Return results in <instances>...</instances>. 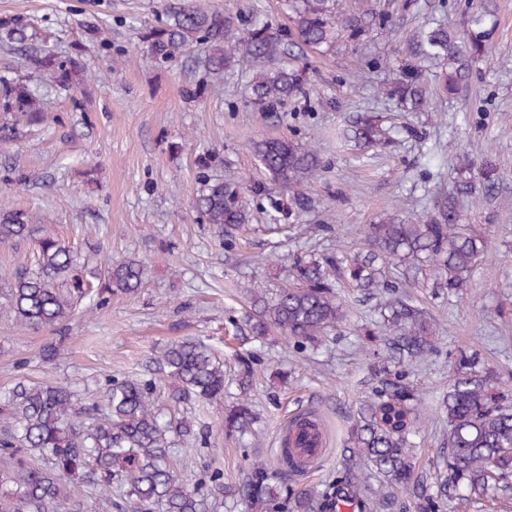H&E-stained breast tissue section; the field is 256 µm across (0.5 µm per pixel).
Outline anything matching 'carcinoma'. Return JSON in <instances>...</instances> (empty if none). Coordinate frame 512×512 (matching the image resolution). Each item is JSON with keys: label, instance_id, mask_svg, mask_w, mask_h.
Returning <instances> with one entry per match:
<instances>
[{"label": "carcinoma", "instance_id": "cac0c4a2", "mask_svg": "<svg viewBox=\"0 0 512 512\" xmlns=\"http://www.w3.org/2000/svg\"><path fill=\"white\" fill-rule=\"evenodd\" d=\"M334 0H288L289 23L257 20L244 10L226 15L197 0H179L164 15L140 29L139 39L151 61L172 67L186 49L205 46L204 69L221 76L245 60L259 67L250 84L246 108L263 114L282 112L288 103L308 99L312 93L306 69L297 65L305 53L325 55L345 35L354 42L369 25H392L385 11L336 12ZM491 11L480 6L465 9L460 29L424 24L412 35L409 47L414 62L397 67L394 81L381 94L409 112H425L431 105L432 88L424 63L441 69L440 90L453 95L472 75L473 65L492 56L494 24ZM38 34L21 16H0V45L24 56L25 66L38 75L37 82L9 72L0 74V148L21 141L28 132L49 123L57 114L45 111L48 91L68 93L79 107L77 89L87 80V66L79 54H58L36 46ZM355 136L384 141L385 132L373 120L361 123ZM251 150L265 180L246 185L241 180L213 178L206 170L212 159L198 162V187L192 207L200 221L219 233L251 221L243 193L250 191L283 212V197L299 209L310 204L308 190L321 170L314 150L285 138H258ZM482 182L465 178L455 194L445 196L423 220L391 214L367 230L368 250L353 260L348 279L363 291L385 287L376 261L406 260L429 266L448 291L466 294L471 270L487 249V241L462 224L459 197L497 185L495 168L480 164ZM36 239V270L16 272L9 288L8 304L0 315L25 327L54 328L72 313L74 301L96 299L101 306L118 293H130L143 284L145 265L135 260H111L99 273L100 285L78 278L77 249L47 228L31 224L28 213L0 204V247H15ZM290 275L294 284L274 293L249 291L250 306L242 323L254 336L272 332L286 341L314 342L334 329L343 318V304L336 292L340 277L333 254L294 260ZM388 345L399 358H421L434 350L430 325L424 313L404 298L385 305ZM156 364L175 383L171 400L201 404L224 397V363L210 345L184 338L164 348ZM252 367L241 361L240 397L225 417V430L244 431L252 423L247 385ZM414 390L389 383L378 400L368 406L351 434L349 455L344 458L343 484L319 493L300 490L283 498L263 464L252 466L245 481L224 485L216 473L205 491L191 488L170 464L167 433L197 438L193 420L164 422L155 404L151 384L133 379H114L90 405L70 386L18 381L0 392V484L15 490L0 496V512H86V498L112 501V484L125 489L139 512H209L211 495H230L247 501L252 512H333L336 496L346 493L364 501L367 477L361 463L397 485L409 486L412 462L409 435L416 432L417 417L410 401ZM448 413L447 475L436 495L420 497L436 509L448 489L463 492L462 499L481 504L494 490L506 491L512 475V407L501 403L490 372L460 357L456 375L443 399Z\"/></svg>", "mask_w": 512, "mask_h": 512}]
</instances>
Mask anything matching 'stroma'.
<instances>
[{
	"mask_svg": "<svg viewBox=\"0 0 512 512\" xmlns=\"http://www.w3.org/2000/svg\"><path fill=\"white\" fill-rule=\"evenodd\" d=\"M364 8L393 12L389 29H367L356 43L340 42L334 53L309 55V100L261 120L243 101L257 69L249 63L226 74L221 90L199 98L186 91L205 81L202 46H193L178 66L160 69L139 40L142 21L154 20L173 0H0V15L19 14L48 46L65 53L81 47L91 77L77 100L49 97L48 111L61 123L15 146L0 149V202L27 210L33 221L50 217V229L77 243L80 274L92 280L104 260L143 261L141 288L112 295L93 308L78 303L72 317L50 329H32L0 318V391L20 380L61 382L96 393L110 380L151 382L163 415L198 422L196 441H176L174 458L189 486L207 485L213 473L237 485L254 462L282 474L275 438L287 415L316 410L328 448L317 469L285 475L289 492L323 491L343 475L342 450L383 380L413 387L421 423L413 436L414 480L433 487L444 470L448 440L443 397L460 356L475 358L498 377L502 401L512 405V0H486L496 29L492 58L479 62L455 98L435 94L425 112H406L381 97L377 87L406 60V44L423 18L450 26L463 19L437 0H359ZM103 27L108 46L86 32ZM376 118L397 131L384 144L363 145L353 129ZM288 138L311 145L321 161L312 194L314 209L285 216L264 213V200L246 196L252 223L218 237L190 207L197 160L212 156V173L261 179L249 148L251 138ZM488 158L501 176L497 196L473 193L465 222L488 239L465 297L413 286L403 263L385 266L396 293L410 295L429 318L435 349L413 365L374 366L387 349L368 332L380 319L378 299H363L348 280L339 293L344 317L317 345L288 343L270 334L256 341L238 335L234 321L247 309L244 285L276 291L300 255L335 252L342 260L365 251V230L387 213L429 214L438 195L452 191L462 153ZM26 182H18V174ZM196 336L224 359L227 378L239 360L252 356L248 393L255 431L228 433L224 417L239 391L223 399L171 407L173 386L157 371L168 343ZM54 346L58 359L44 363Z\"/></svg>",
	"mask_w": 512,
	"mask_h": 512,
	"instance_id": "35a3bbf8",
	"label": "stroma"
}]
</instances>
